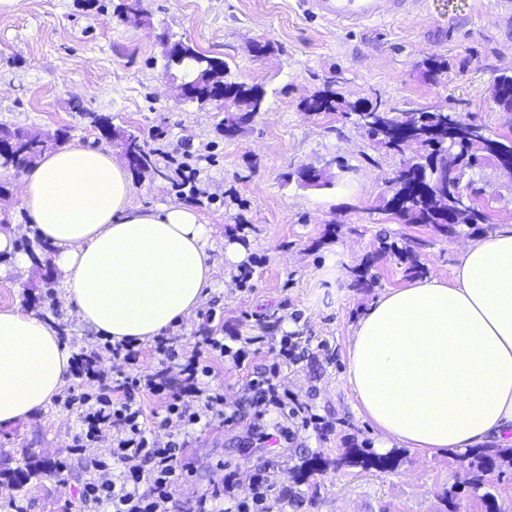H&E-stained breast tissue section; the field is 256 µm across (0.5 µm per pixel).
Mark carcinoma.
Listing matches in <instances>:
<instances>
[{
	"instance_id": "1",
	"label": "carcinoma",
	"mask_w": 512,
	"mask_h": 512,
	"mask_svg": "<svg viewBox=\"0 0 512 512\" xmlns=\"http://www.w3.org/2000/svg\"><path fill=\"white\" fill-rule=\"evenodd\" d=\"M182 51V59L167 60L165 69L180 73L185 80L195 81V100L202 105L213 96L211 78L223 74L226 66L223 60L203 54L185 42L182 43ZM236 86L239 87V92L247 94L244 102L249 106L255 108L265 102V91L260 85L224 82V88L227 90ZM358 107L375 111L384 109V104L378 100L373 102L364 99L355 104L340 96L335 90L325 88L307 100L303 110L315 113L342 112L346 117L352 118ZM453 116L452 112H433L429 107L410 111L390 108L385 113L382 124L367 130L368 138L375 144L393 151L396 145L402 143L406 147L417 149L421 158L416 164L403 165L397 183L390 188L389 197L385 199L383 211L398 215L408 224L429 226L442 236L454 232L461 224L472 227L487 221L485 212L475 205L469 212L461 215L456 223H448L436 201L433 188L436 172H426L425 163L446 157L448 162L460 164L462 172L470 173L490 156L488 152L483 157L472 153L464 137L458 140H443V135L439 134L438 130L447 129L448 124L453 122ZM98 126L108 140H118L137 151L138 167H149L150 152L145 149L138 136L113 127L107 118L98 119ZM66 138L67 132L64 130L57 131L52 137L39 132H22L10 152L0 153V166L16 167L21 163L26 166L32 165L45 151ZM378 244V252L391 253L405 265L407 276L416 278L426 274V269L419 261L415 249L409 246L398 247L385 233L379 234ZM24 250L35 261L39 256L53 252L52 247L39 238L26 241ZM465 458L470 460V489L479 495L486 512H496L495 498L492 493L485 490L486 475L498 465L512 460V448H498L493 452L480 448L470 449L465 453ZM343 463L359 465L365 469L384 470L393 467L394 459L389 454H378L368 448H350L343 457L336 460L338 466ZM326 466L328 463L318 457H307L299 465L298 473L301 480L306 481L315 473L324 470ZM14 473L22 474L25 481L30 483L41 480L43 476L50 474L51 470L38 454L27 450L25 462L21 466H12L9 458L0 459V477L8 479Z\"/></svg>"
}]
</instances>
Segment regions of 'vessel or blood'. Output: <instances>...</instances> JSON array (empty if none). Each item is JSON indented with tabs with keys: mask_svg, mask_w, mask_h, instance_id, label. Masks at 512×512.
I'll return each instance as SVG.
<instances>
[{
	"mask_svg": "<svg viewBox=\"0 0 512 512\" xmlns=\"http://www.w3.org/2000/svg\"><path fill=\"white\" fill-rule=\"evenodd\" d=\"M309 14L353 29L369 22L411 15L423 0H302Z\"/></svg>",
	"mask_w": 512,
	"mask_h": 512,
	"instance_id": "1",
	"label": "vessel or blood"
}]
</instances>
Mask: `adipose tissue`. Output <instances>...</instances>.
Wrapping results in <instances>:
<instances>
[{
    "mask_svg": "<svg viewBox=\"0 0 512 512\" xmlns=\"http://www.w3.org/2000/svg\"><path fill=\"white\" fill-rule=\"evenodd\" d=\"M21 187L92 332L149 340L195 314L214 288L208 222L182 203L136 204L130 174L107 148L47 151ZM70 360L42 319L0 309V426L42 411L67 383ZM346 380L381 447H511L512 224L469 241L451 280L416 281L372 304L353 327Z\"/></svg>",
    "mask_w": 512,
    "mask_h": 512,
    "instance_id": "ef3b65f1",
    "label": "adipose tissue"
}]
</instances>
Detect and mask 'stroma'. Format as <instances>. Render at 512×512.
<instances>
[{
    "label": "stroma",
    "mask_w": 512,
    "mask_h": 512,
    "mask_svg": "<svg viewBox=\"0 0 512 512\" xmlns=\"http://www.w3.org/2000/svg\"><path fill=\"white\" fill-rule=\"evenodd\" d=\"M121 2L22 0L15 12L0 13V125L49 135L66 128L70 143L108 147L120 163V146L100 134L95 118L139 135L154 155L149 168L131 173L136 203L194 204L213 229L217 284L204 305L216 310L219 335L268 338V348L244 367L216 363L214 387L227 406L236 405L254 372L272 364L281 337L296 336L308 351L299 364L281 363L279 381L319 417L291 440L271 439L272 417L247 412L195 434L185 449L189 471L168 512H195L198 494L230 471L244 488L268 472L276 512H485L458 450L428 456L399 447L394 469L332 466L304 482L297 467L306 456L336 458L353 443L379 445L346 382L352 326L389 289L410 282L395 256L378 253L379 233L401 246L424 240L419 260L428 277L450 279L468 240L512 221V178L490 164L475 172L489 223L435 234L381 209L399 155L372 144L341 113L311 114L302 102L330 79L350 100L432 106L512 138V112L492 97L495 78L512 73V18L496 0H425L410 16L348 30L308 14L301 0H140L137 25L119 16ZM165 35L224 60L227 79L261 85L263 112L224 135L222 110L179 98L164 70ZM257 41L272 42L273 53L256 57ZM432 58L446 61L447 70L428 75ZM204 152L212 157L201 174L206 193L194 201L177 165ZM301 166L326 170L329 185L302 186L295 175ZM21 175L0 167V231L17 241L35 236L20 208ZM228 242L245 251V264L225 260ZM362 265L376 275L373 286L354 280ZM13 305L48 321L71 351L102 343L67 305L56 265H19L0 253V308ZM79 429L77 412L54 402L0 426V455L18 463L30 448L54 469L23 486L26 512H61L76 498L89 470L68 452Z\"/></svg>",
    "instance_id": "obj_1"
}]
</instances>
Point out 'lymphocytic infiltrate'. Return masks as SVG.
Segmentation results:
<instances>
[{"label":"lymphocytic infiltrate","mask_w":512,"mask_h":512,"mask_svg":"<svg viewBox=\"0 0 512 512\" xmlns=\"http://www.w3.org/2000/svg\"><path fill=\"white\" fill-rule=\"evenodd\" d=\"M200 317L203 328L193 348H185L176 335L155 337L158 365L149 374L140 370L143 351L133 339L104 343V351L121 364L112 377L100 369L96 354H73L76 379L83 384L96 383L98 392L77 395L70 391L58 398L65 409L78 411L81 422L69 447L70 455L91 462L81 494L65 502L64 512H84L90 504L105 512H160L172 500L189 468L184 442L167 430L169 416H177L187 429L236 419L237 410L228 409L223 393L212 385L213 365L227 358L235 365H243L249 347L263 346L266 339L244 336L240 348L235 349L218 336L213 326L214 310L201 312ZM173 371L180 376L176 388L168 382ZM139 393L160 400L165 418L146 425L143 409L135 399ZM245 404L259 417L274 410L287 412L294 419L308 411L306 405L292 402L288 391L282 390L274 367L248 382ZM161 428L166 430V437H158ZM106 437L111 440L109 459L93 458V451ZM269 488L267 476L259 474L241 497H224L222 489L217 488L203 492L198 499V512H269Z\"/></svg>","instance_id":"lymphocytic-infiltrate-1"}]
</instances>
